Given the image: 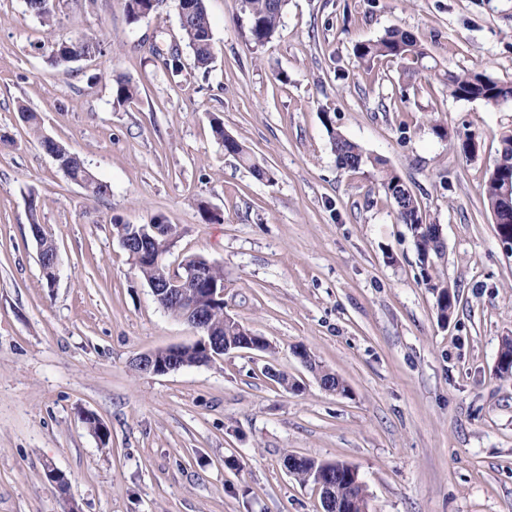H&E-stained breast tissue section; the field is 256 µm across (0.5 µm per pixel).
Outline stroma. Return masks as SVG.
<instances>
[{"mask_svg":"<svg viewBox=\"0 0 512 512\" xmlns=\"http://www.w3.org/2000/svg\"><path fill=\"white\" fill-rule=\"evenodd\" d=\"M206 6L205 74L170 2L132 26L124 0H54L50 32L24 0H0V512H67L71 501L80 512H318L315 488L284 468L288 454L352 465L369 512H512V380L496 370L512 336V250L482 194L512 134V100H457L436 81L408 88L397 63L367 75L353 55L357 41L399 28L440 69L512 83V0H288L261 48L240 0ZM52 32L105 49L56 67ZM175 45L176 74L164 57ZM118 75L140 90L120 107ZM24 108L38 130L22 122ZM215 116L266 178L225 155ZM333 129L386 157L441 225L437 267L459 295L449 323L371 168L337 166ZM467 133L478 141L469 156L454 146ZM45 136L109 194L95 199L70 181ZM117 218L176 225L165 263L222 267L227 313L270 351L135 373L136 355L198 332L155 301L119 244ZM34 221L59 248L51 287ZM298 348L349 395L324 391ZM270 367L297 390L269 378ZM85 411L108 427V444ZM49 463L66 492L48 481Z\"/></svg>","mask_w":512,"mask_h":512,"instance_id":"stroma-1","label":"stroma"}]
</instances>
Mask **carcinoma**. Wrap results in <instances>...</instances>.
<instances>
[{"label":"carcinoma","instance_id":"obj_1","mask_svg":"<svg viewBox=\"0 0 512 512\" xmlns=\"http://www.w3.org/2000/svg\"><path fill=\"white\" fill-rule=\"evenodd\" d=\"M286 0H241V12L245 22L249 41L257 47L269 43L275 36L283 15ZM193 11L180 22L182 39L190 49L197 69L208 73L213 60L212 54V27L205 5V0H193ZM27 11L36 17L40 23L47 27L52 61L59 65L61 60L72 56L90 57L102 52L103 41L79 37L78 42L73 38H58L54 35V14L51 9H43L38 0H29ZM151 9L149 0H125V11L128 22L135 24L143 19L145 11ZM354 57L359 69L370 73L383 60L396 61L401 64L402 75L409 80L424 79L435 80L448 88L450 96L466 101L480 100L489 105L512 100V84L495 80L483 71H467L453 73L440 71L437 65L426 63L430 54L425 47L410 33L392 29L378 39L360 41L354 46ZM114 103L124 105L131 102L138 95V87L128 78L118 76L113 83ZM323 122L331 134L333 151L338 166L344 170L356 172L363 167H370L377 177L378 191L381 192L393 205L397 219L406 225L413 239L418 259L422 268L424 285L436 295V304L440 321L448 322L453 315L458 295L446 281L434 272L435 260L442 257L444 250L435 243L434 233L427 224L424 209L418 198L407 187L397 172L391 169L388 161L379 155L366 153L360 145L345 138L333 129V118L330 112L323 111ZM211 128L215 138L224 145V152L239 158L259 177H265L266 171L253 162L243 146L224 131V122L214 117L211 119ZM44 150L55 157L67 177L77 185H83L86 193L93 198H103L109 193V187L102 181L89 176V167L83 159L72 153L62 143L48 137L42 138ZM497 169L509 174L512 173V135L501 140V148L495 160ZM149 248L155 253H166L173 238L177 235V227L172 224L158 223L155 230L150 232ZM158 305L176 319H183L185 305L177 298L163 296ZM203 333L209 338L224 340L227 336L238 335L239 326L226 323L224 307L203 308ZM500 354L507 359V364L498 366L500 377L512 379V337L506 336L500 345ZM180 361L187 366H199L208 363V358L201 354L195 346L183 347ZM317 371L322 373L321 380L324 387L331 391H346L344 381L323 366ZM350 466L341 461H319L305 458L293 470L294 478L302 485L314 483L315 473L329 471L342 476L333 480L336 494L343 500L353 498L359 502H367L365 487L351 486L346 481V470Z\"/></svg>","mask_w":512,"mask_h":512}]
</instances>
